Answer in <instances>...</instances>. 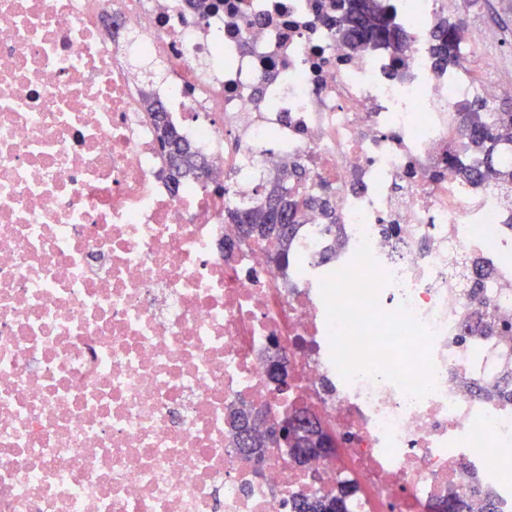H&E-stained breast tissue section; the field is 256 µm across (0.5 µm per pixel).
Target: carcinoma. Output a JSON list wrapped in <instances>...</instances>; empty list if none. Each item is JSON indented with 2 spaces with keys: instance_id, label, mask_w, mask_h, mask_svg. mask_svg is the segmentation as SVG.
<instances>
[{
  "instance_id": "carcinoma-1",
  "label": "carcinoma",
  "mask_w": 512,
  "mask_h": 512,
  "mask_svg": "<svg viewBox=\"0 0 512 512\" xmlns=\"http://www.w3.org/2000/svg\"><path fill=\"white\" fill-rule=\"evenodd\" d=\"M336 33L353 49L368 44H386L403 49L407 43L406 32L391 16L390 4L385 0H336ZM433 52L441 65H454L458 62L461 48L457 41V22L442 20L433 33ZM460 117L471 144L478 150L477 156L468 164H460L457 174L474 180H495L506 192L512 193V165L501 159L503 152L512 145V107L502 108L489 115L483 104L474 100L460 112ZM157 140L162 152L165 145L175 143L181 148V159L175 165L168 180L176 187L199 179L197 159L200 153L184 139L170 119L155 124ZM280 198V205L269 206L270 196L252 204L239 203L228 210L227 216L233 223L244 217L252 225L249 233L254 240L274 239L281 245L288 244L300 225L302 210L312 205L319 207L328 219H333V209L326 197H307L300 201L288 197V188L280 186L272 191ZM290 226L284 235L278 225ZM350 484L344 482L336 492L328 495H301L294 502V512H349L348 495Z\"/></svg>"
}]
</instances>
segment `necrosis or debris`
I'll use <instances>...</instances> for the list:
<instances>
[{
	"instance_id": "4bbe7bcc",
	"label": "necrosis or debris",
	"mask_w": 512,
	"mask_h": 512,
	"mask_svg": "<svg viewBox=\"0 0 512 512\" xmlns=\"http://www.w3.org/2000/svg\"><path fill=\"white\" fill-rule=\"evenodd\" d=\"M409 40L352 50L335 0H0V512H292L353 487L350 512L457 495L512 512V197L450 172L461 104L512 94L493 33L431 37L454 0H390ZM209 164L175 193L136 62ZM330 195L278 260L239 243L229 197ZM252 166L265 178L243 174ZM369 239L387 311L434 334L435 389L344 381L320 293ZM288 360V390L268 364ZM298 410L336 437L255 470L230 407ZM433 52L441 65H455L461 48L457 41V22L441 20L433 33Z\"/></svg>"
}]
</instances>
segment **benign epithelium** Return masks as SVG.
Here are the masks:
<instances>
[{
	"label": "benign epithelium",
	"instance_id": "obj_1",
	"mask_svg": "<svg viewBox=\"0 0 512 512\" xmlns=\"http://www.w3.org/2000/svg\"><path fill=\"white\" fill-rule=\"evenodd\" d=\"M270 382L275 390L288 388V364L283 359H274L269 365ZM259 433L265 446L279 449L286 456L306 453L314 456L328 457L332 455L335 440L323 433L320 447L311 448L300 440L303 433V422L295 415L273 418L263 411L249 417V425L239 429L240 452L253 458L256 465H261V455L252 452L255 441L254 433Z\"/></svg>",
	"mask_w": 512,
	"mask_h": 512
}]
</instances>
